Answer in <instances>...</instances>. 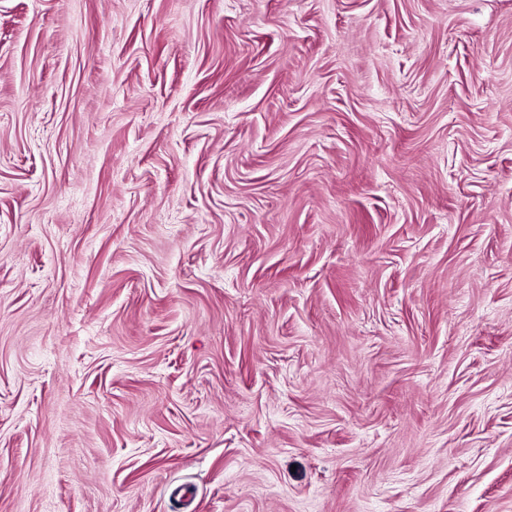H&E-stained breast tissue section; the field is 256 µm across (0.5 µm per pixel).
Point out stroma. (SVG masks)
Here are the masks:
<instances>
[{
	"label": "stroma",
	"instance_id": "35a3bbf8",
	"mask_svg": "<svg viewBox=\"0 0 512 512\" xmlns=\"http://www.w3.org/2000/svg\"><path fill=\"white\" fill-rule=\"evenodd\" d=\"M0 512H512V0H0Z\"/></svg>",
	"mask_w": 512,
	"mask_h": 512
}]
</instances>
